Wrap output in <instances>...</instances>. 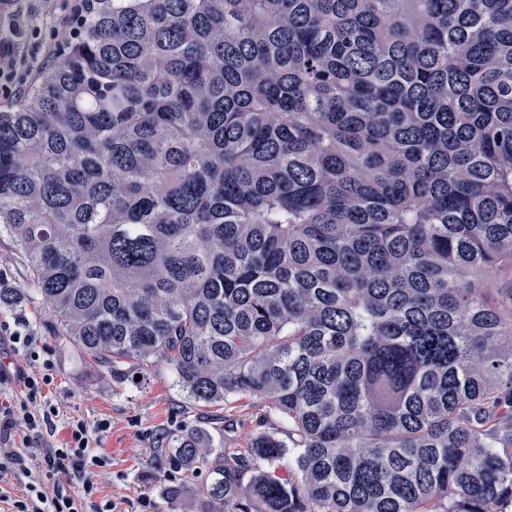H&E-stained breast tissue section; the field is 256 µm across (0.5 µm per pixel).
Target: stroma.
<instances>
[{
	"label": "stroma",
	"mask_w": 512,
	"mask_h": 512,
	"mask_svg": "<svg viewBox=\"0 0 512 512\" xmlns=\"http://www.w3.org/2000/svg\"><path fill=\"white\" fill-rule=\"evenodd\" d=\"M19 12L32 20L21 39L10 32ZM55 26L45 0H10L0 11V65L22 54L36 57L38 67H45L44 51L55 43ZM53 320L48 309L30 300L21 310H0L1 337L18 334L33 339L27 349L1 344L0 367L26 369L34 359L50 360L53 381L42 394L58 406L60 419L79 416L92 424L110 422L101 443L108 463L100 499L112 502L114 512H141L145 500L154 503L156 512H206L207 505L197 494L206 474L184 481L170 466L169 439L194 428L214 447H247L258 432L252 408L196 403L162 363L150 368L139 384H116L111 373L91 366L73 345L50 335Z\"/></svg>",
	"instance_id": "35a3bbf8"
}]
</instances>
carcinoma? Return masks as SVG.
Segmentation results:
<instances>
[{"label": "carcinoma", "mask_w": 512, "mask_h": 512, "mask_svg": "<svg viewBox=\"0 0 512 512\" xmlns=\"http://www.w3.org/2000/svg\"><path fill=\"white\" fill-rule=\"evenodd\" d=\"M3 238L1 309L261 411L171 438L212 512H512V0H89L0 110ZM1 288H24L27 272L18 264L7 240L0 241Z\"/></svg>", "instance_id": "obj_1"}]
</instances>
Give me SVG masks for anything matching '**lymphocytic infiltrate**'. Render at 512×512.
Listing matches in <instances>:
<instances>
[{
  "mask_svg": "<svg viewBox=\"0 0 512 512\" xmlns=\"http://www.w3.org/2000/svg\"><path fill=\"white\" fill-rule=\"evenodd\" d=\"M51 382L41 366L15 372L0 369V387L18 392L13 404L0 405V478H12L23 487L22 495L16 497L0 491V502L9 504V512H112L111 503L96 500L100 491L98 470L106 465L98 443L109 427L107 421L92 425L72 416L66 422V442L46 440L35 445L29 440L30 435L55 426L59 409L42 398L44 386ZM22 429L29 437L20 441L16 435ZM64 477L78 480L74 494L47 493V485Z\"/></svg>",
  "mask_w": 512,
  "mask_h": 512,
  "instance_id": "1",
  "label": "lymphocytic infiltrate"
}]
</instances>
